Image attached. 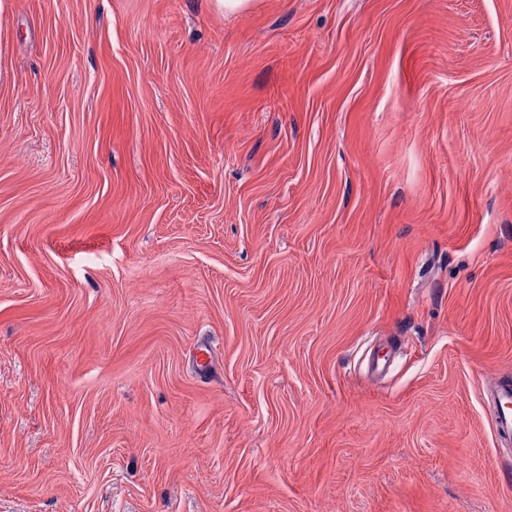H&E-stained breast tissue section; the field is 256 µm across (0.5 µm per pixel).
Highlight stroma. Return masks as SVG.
<instances>
[{"mask_svg":"<svg viewBox=\"0 0 512 512\" xmlns=\"http://www.w3.org/2000/svg\"><path fill=\"white\" fill-rule=\"evenodd\" d=\"M505 378L512 0H0V512H512ZM495 431L503 439L512 438V383L495 385L492 393Z\"/></svg>","mask_w":512,"mask_h":512,"instance_id":"1","label":"stroma"}]
</instances>
